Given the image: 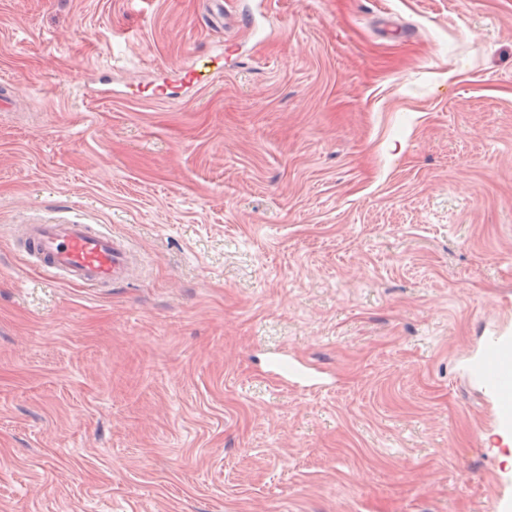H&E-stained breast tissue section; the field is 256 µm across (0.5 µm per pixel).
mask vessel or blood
<instances>
[{
    "instance_id": "obj_1",
    "label": "vessel or blood",
    "mask_w": 512,
    "mask_h": 512,
    "mask_svg": "<svg viewBox=\"0 0 512 512\" xmlns=\"http://www.w3.org/2000/svg\"><path fill=\"white\" fill-rule=\"evenodd\" d=\"M223 69V54L202 53L193 56L182 71L190 84L201 87ZM12 234L23 241L33 262L58 272L75 285L109 288L129 282L139 269L130 243L99 224L66 220L17 224ZM274 366L305 389H320L325 385L318 371L291 360L276 359ZM471 374L489 393L492 429L500 438H512V337L488 340L472 365Z\"/></svg>"
}]
</instances>
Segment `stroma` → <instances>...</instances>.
Returning a JSON list of instances; mask_svg holds the SVG:
<instances>
[{
	"label": "stroma",
	"instance_id": "1",
	"mask_svg": "<svg viewBox=\"0 0 512 512\" xmlns=\"http://www.w3.org/2000/svg\"><path fill=\"white\" fill-rule=\"evenodd\" d=\"M264 4L259 46L207 0H0V512L512 500L466 375L512 333V0ZM58 219L143 274L33 264L11 225ZM180 70L185 73L190 84L203 87L224 70V52L197 54ZM273 366L294 384H299L305 389L313 390L326 386L324 378L318 371L297 364L287 358L276 359Z\"/></svg>",
	"mask_w": 512,
	"mask_h": 512
}]
</instances>
